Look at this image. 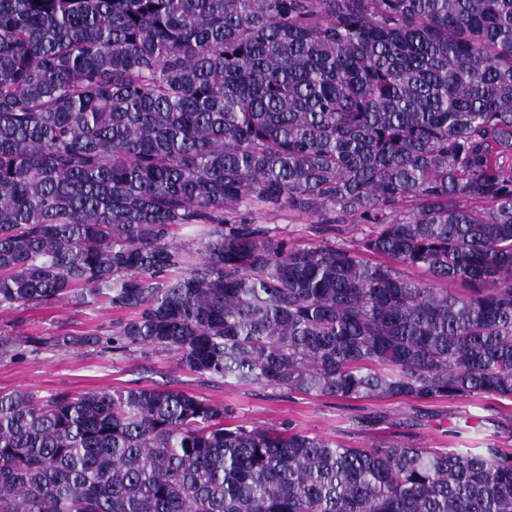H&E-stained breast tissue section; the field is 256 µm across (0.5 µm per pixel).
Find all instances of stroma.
<instances>
[{
  "label": "stroma",
  "mask_w": 512,
  "mask_h": 512,
  "mask_svg": "<svg viewBox=\"0 0 512 512\" xmlns=\"http://www.w3.org/2000/svg\"><path fill=\"white\" fill-rule=\"evenodd\" d=\"M251 213L255 223L294 243L304 245L321 238L317 225L306 215L258 206ZM128 316V311L100 302L0 309V343L17 345L36 337L46 341L37 351L0 358V392L29 391L47 397L121 387L172 389L232 408L241 424L287 422L296 430L349 448L397 440L437 450L480 452L495 445L512 451V400L336 399L193 375L166 352L112 350L108 339ZM85 336L90 344H82Z\"/></svg>",
  "instance_id": "1"
}]
</instances>
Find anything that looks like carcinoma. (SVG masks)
Returning <instances> with one entry per match:
<instances>
[{
	"label": "carcinoma",
	"mask_w": 512,
	"mask_h": 512,
	"mask_svg": "<svg viewBox=\"0 0 512 512\" xmlns=\"http://www.w3.org/2000/svg\"><path fill=\"white\" fill-rule=\"evenodd\" d=\"M254 204L369 230L300 247ZM69 296L201 376L512 399V0H0V308ZM232 419L0 393V512H512L500 448Z\"/></svg>",
	"instance_id": "cac0c4a2"
}]
</instances>
